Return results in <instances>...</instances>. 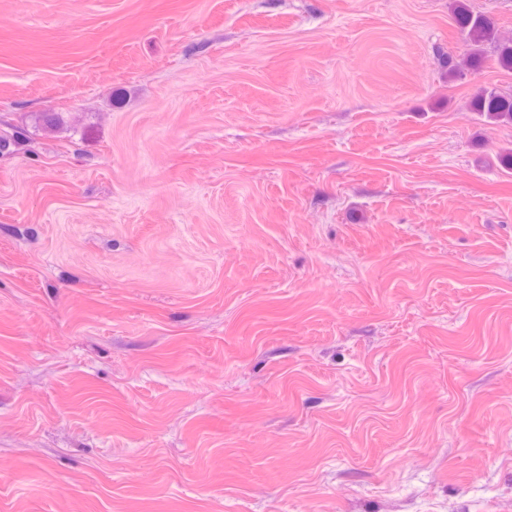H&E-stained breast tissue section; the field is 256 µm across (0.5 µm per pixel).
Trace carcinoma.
Instances as JSON below:
<instances>
[{
  "mask_svg": "<svg viewBox=\"0 0 512 512\" xmlns=\"http://www.w3.org/2000/svg\"><path fill=\"white\" fill-rule=\"evenodd\" d=\"M451 12L456 27L470 46V52L462 59L447 57L444 67L449 79L455 80L468 73L480 72L486 62L482 46L487 43L493 45L497 67L512 72V39L499 36L493 18L474 11L469 0H451ZM470 109L489 123L512 124V93H504L495 88H482L472 97ZM64 124L65 120L60 112H45L41 116V127L47 132H57Z\"/></svg>",
  "mask_w": 512,
  "mask_h": 512,
  "instance_id": "carcinoma-1",
  "label": "carcinoma"
}]
</instances>
